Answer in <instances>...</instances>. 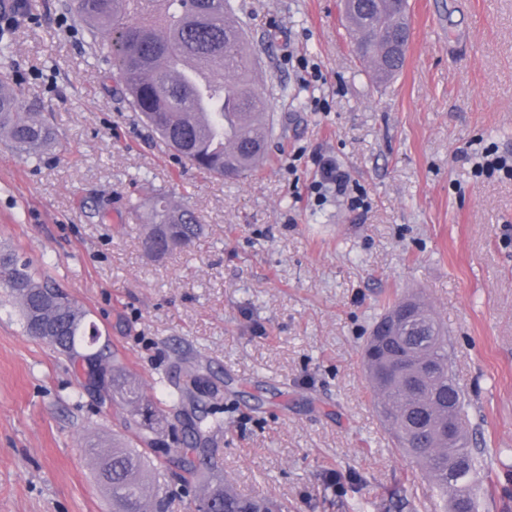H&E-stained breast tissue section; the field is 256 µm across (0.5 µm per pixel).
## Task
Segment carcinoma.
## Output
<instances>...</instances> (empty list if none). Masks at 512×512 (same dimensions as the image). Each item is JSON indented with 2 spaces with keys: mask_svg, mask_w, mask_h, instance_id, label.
<instances>
[{
  "mask_svg": "<svg viewBox=\"0 0 512 512\" xmlns=\"http://www.w3.org/2000/svg\"><path fill=\"white\" fill-rule=\"evenodd\" d=\"M76 27L90 46L105 42L111 69L131 108L140 113L159 144L191 166L225 178L253 171L265 160L272 117L265 92L254 80L257 61L246 48L232 0H67ZM359 56L381 80L402 71L404 52L394 38L408 32V0H344ZM222 116L244 107L265 117L262 134L250 121L219 123L208 136L186 116L197 106ZM51 125L26 107L7 70L0 71V140L19 159L38 161L53 140ZM132 211L146 209L145 250L164 256L188 247L201 224L190 209L157 194L148 203L128 201ZM0 287L19 308L23 332L51 327L43 342L67 356L75 373L85 376L105 400L126 411L125 428L142 447L98 443L87 448L99 477L112 491V512H165L170 495L169 465L185 473V486L198 489L194 512H273L259 494L238 491L220 472L212 436L223 429V408L209 405L188 389L174 386L168 396L182 417L177 455L154 438L159 411L143 396L136 378L119 364L89 313L55 286L51 276L34 271L11 250L0 249ZM362 362L378 395L380 416L395 444L417 463L449 500V512H474L472 488L482 471L472 447L465 393L448 356L443 324L416 297L389 306L375 321Z\"/></svg>",
  "mask_w": 512,
  "mask_h": 512,
  "instance_id": "cac0c4a2",
  "label": "carcinoma"
}]
</instances>
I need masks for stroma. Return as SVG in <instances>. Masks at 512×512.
I'll list each match as a JSON object with an SVG mask.
<instances>
[{
  "instance_id": "stroma-1",
  "label": "stroma",
  "mask_w": 512,
  "mask_h": 512,
  "mask_svg": "<svg viewBox=\"0 0 512 512\" xmlns=\"http://www.w3.org/2000/svg\"><path fill=\"white\" fill-rule=\"evenodd\" d=\"M234 5L275 129L268 162L224 180L159 146L58 0H25L7 66L56 139L38 162L0 147V247L47 272L166 403L163 443L178 425L163 381L215 392L225 478L283 512H441L361 363L384 305L421 296L490 470L477 512H512V180L474 179L469 161L481 140L512 154V0H409L406 64L387 83L358 61L339 0ZM304 60L324 82L303 87ZM317 153L366 207L316 202ZM155 193L202 224L160 259L128 208ZM124 419L0 302V512H112L86 448Z\"/></svg>"
}]
</instances>
